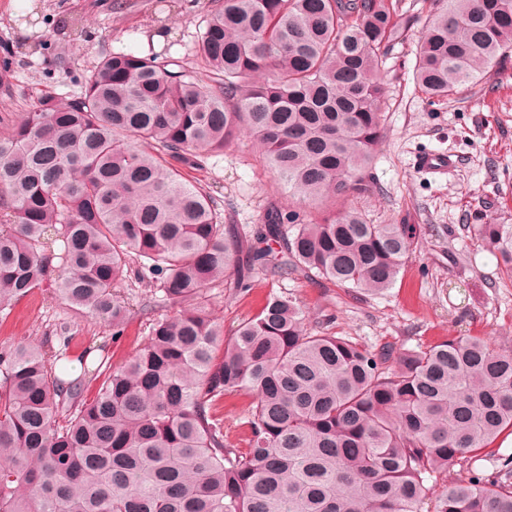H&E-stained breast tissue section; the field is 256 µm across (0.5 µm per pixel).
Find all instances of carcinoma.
I'll return each mask as SVG.
<instances>
[{"label": "carcinoma", "mask_w": 512, "mask_h": 512, "mask_svg": "<svg viewBox=\"0 0 512 512\" xmlns=\"http://www.w3.org/2000/svg\"><path fill=\"white\" fill-rule=\"evenodd\" d=\"M195 52L213 80L158 55L113 52L78 93L42 92L0 134V314L58 272L72 309L118 336L116 293L159 283L172 316L92 398L56 372L60 348H0V512H512V485L433 475L512 430V351L476 336L375 352L310 326L278 296L230 333L208 290L292 272L356 295L392 287L410 227L336 202L371 191L382 74L410 21L389 0H214ZM512 57V0H437L416 51L428 99L475 94ZM246 134L321 220L273 211L243 250L213 198L171 164L199 165ZM512 281V224H476ZM279 247H273V244ZM253 397L247 447L217 410Z\"/></svg>", "instance_id": "1"}]
</instances>
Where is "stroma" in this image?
I'll list each match as a JSON object with an SVG mask.
<instances>
[{
  "mask_svg": "<svg viewBox=\"0 0 512 512\" xmlns=\"http://www.w3.org/2000/svg\"><path fill=\"white\" fill-rule=\"evenodd\" d=\"M175 44L170 57L203 83L210 72L194 51L214 0H167ZM398 16L413 22L412 39L389 54L385 84V134L368 171L372 190L353 208L371 224H406L412 229L410 257L396 284L382 293L355 298L324 280L253 272L244 293L216 287L209 307L225 328L257 313L274 295L296 297L308 322L327 321L331 332L372 350L413 349L459 336H484L512 350V282L503 280L495 253L473 231L477 224H512V62L490 72L475 95L427 99L413 80L417 37L430 0H392ZM158 0H0V132L31 110L36 95L77 91L83 73L106 53L146 55ZM79 20L83 33L68 37ZM446 151L457 164L448 176L420 172L415 158ZM186 179L209 193L230 224L245 230L243 245L269 211L303 212L255 152L246 136L207 156L199 167H183ZM70 322L69 358L89 353L118 366L132 356L149 330L150 318L135 313L121 335L108 323L78 313L47 281L30 298L0 315V346L56 343L55 328ZM512 435L502 434L477 459L434 475L436 486L478 471L507 477Z\"/></svg>",
  "mask_w": 512,
  "mask_h": 512,
  "instance_id": "stroma-1",
  "label": "stroma"
}]
</instances>
